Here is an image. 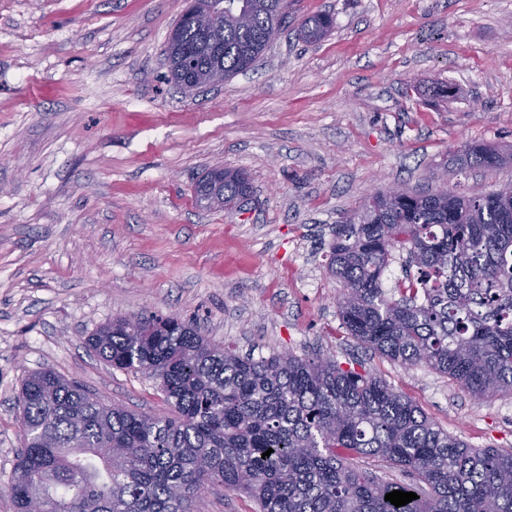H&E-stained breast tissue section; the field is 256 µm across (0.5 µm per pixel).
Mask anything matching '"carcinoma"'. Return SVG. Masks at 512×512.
<instances>
[{
  "label": "carcinoma",
  "instance_id": "cac0c4a2",
  "mask_svg": "<svg viewBox=\"0 0 512 512\" xmlns=\"http://www.w3.org/2000/svg\"><path fill=\"white\" fill-rule=\"evenodd\" d=\"M281 0H192L210 33L177 26L165 59L193 90L250 69L281 27ZM333 19L309 18L316 42ZM462 168L512 166V152L466 144ZM233 206L250 194L237 171L215 167L195 186ZM337 305L357 343L427 367L478 398L512 393V184L480 196L448 188L364 201L334 226ZM416 267L390 288L392 253ZM110 366L160 380L166 416L101 399L51 370L28 375L18 396L22 448L7 492L15 512H193L214 487L243 493L258 512H512V450L471 448L371 371L288 352L258 359L213 343L175 317L133 316L86 340ZM273 449L267 457L262 454ZM373 459L409 482L380 479ZM418 498L396 507L394 491Z\"/></svg>",
  "mask_w": 512,
  "mask_h": 512
}]
</instances>
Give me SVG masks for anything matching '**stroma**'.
I'll list each match as a JSON object with an SVG mask.
<instances>
[{
  "mask_svg": "<svg viewBox=\"0 0 512 512\" xmlns=\"http://www.w3.org/2000/svg\"><path fill=\"white\" fill-rule=\"evenodd\" d=\"M186 6L0 0V512H15L29 374L167 413L158 379L85 345L141 314L197 320L243 355L363 366L450 435L512 449V394L478 400L359 345L328 270L334 225L376 190H431L437 172L470 196L512 182V168L449 164L468 143L512 149V0H288L254 68L191 93L163 56ZM319 12L332 32L302 41ZM216 165L249 178L241 209L196 204Z\"/></svg>",
  "mask_w": 512,
  "mask_h": 512,
  "instance_id": "35a3bbf8",
  "label": "stroma"
}]
</instances>
